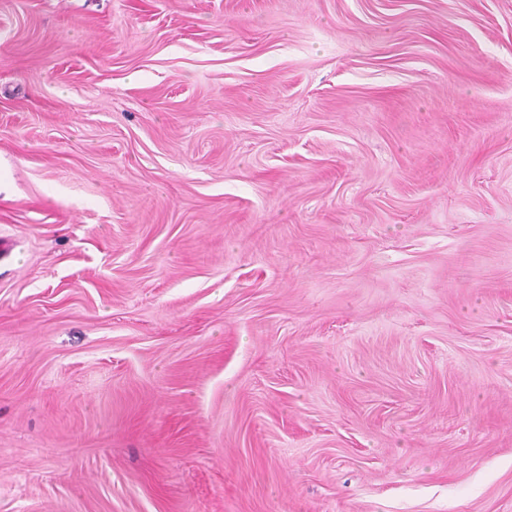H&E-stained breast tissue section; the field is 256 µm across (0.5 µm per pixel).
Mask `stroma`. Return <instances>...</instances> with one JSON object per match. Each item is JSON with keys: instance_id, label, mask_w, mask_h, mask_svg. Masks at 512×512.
I'll use <instances>...</instances> for the list:
<instances>
[{"instance_id": "1", "label": "stroma", "mask_w": 512, "mask_h": 512, "mask_svg": "<svg viewBox=\"0 0 512 512\" xmlns=\"http://www.w3.org/2000/svg\"><path fill=\"white\" fill-rule=\"evenodd\" d=\"M0 512H512V0H0Z\"/></svg>"}]
</instances>
